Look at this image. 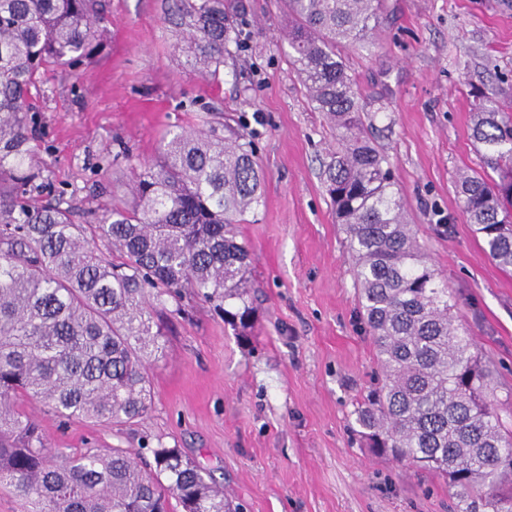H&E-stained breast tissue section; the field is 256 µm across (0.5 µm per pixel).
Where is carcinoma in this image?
<instances>
[{"label":"carcinoma","mask_w":512,"mask_h":512,"mask_svg":"<svg viewBox=\"0 0 512 512\" xmlns=\"http://www.w3.org/2000/svg\"><path fill=\"white\" fill-rule=\"evenodd\" d=\"M289 62L314 109L336 130L323 170L353 260L357 303L381 385L354 414L364 446L448 479L456 512H512V430L494 375L455 323L403 203L388 156L364 129L342 49L370 43L382 0H284ZM165 20L186 65L219 81L242 48L224 0H171ZM107 18L101 0H0V487L26 512H232L224 488L176 448H153L154 470L126 448L45 447L27 398L61 420L124 426L151 408V358L163 349L157 309L189 292L224 322L249 328L251 261L234 226L262 203L254 141L215 126L167 132L158 159L129 154V203L78 212L42 199L33 101L42 72L92 56ZM472 137L496 173L462 174V211L503 270H512V117L476 97Z\"/></svg>","instance_id":"carcinoma-1"}]
</instances>
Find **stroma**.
<instances>
[{
  "instance_id": "35a3bbf8",
  "label": "stroma",
  "mask_w": 512,
  "mask_h": 512,
  "mask_svg": "<svg viewBox=\"0 0 512 512\" xmlns=\"http://www.w3.org/2000/svg\"><path fill=\"white\" fill-rule=\"evenodd\" d=\"M229 2L245 13L247 39L215 82L185 66L167 0H105L95 56L41 76L39 156L53 190L86 208L109 197L121 205L130 172L102 167L104 157L156 160L166 131L216 117L242 127L264 172L261 206L235 228L252 254L251 328L238 333L185 297L150 369L151 409L133 426L25 408L50 448L180 449L243 512H454L446 479L374 456L352 432L379 367L321 177L335 133L288 61L282 0ZM343 57L405 218L494 367L512 423V271L487 257L456 190L459 172L486 168L471 136L476 95L512 105V0H384L371 47Z\"/></svg>"
}]
</instances>
